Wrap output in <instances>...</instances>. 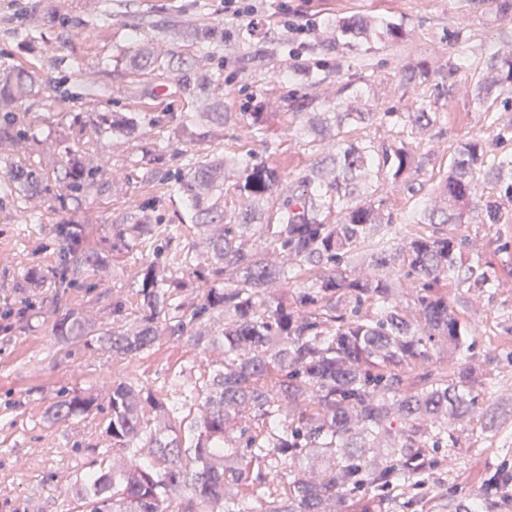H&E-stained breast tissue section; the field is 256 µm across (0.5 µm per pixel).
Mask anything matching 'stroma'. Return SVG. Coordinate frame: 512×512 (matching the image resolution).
Here are the masks:
<instances>
[{
    "label": "stroma",
    "mask_w": 512,
    "mask_h": 512,
    "mask_svg": "<svg viewBox=\"0 0 512 512\" xmlns=\"http://www.w3.org/2000/svg\"><path fill=\"white\" fill-rule=\"evenodd\" d=\"M56 2L74 18V27L42 26L31 46L13 30L29 0H0V69H23L38 77L35 96L24 105L27 124L56 139L80 135L87 161L103 167L107 183L71 195L42 153L8 142L0 145V311L13 312L0 323V512H13L24 502L30 512H76L68 490L72 476L89 470L99 461L101 450L112 445L103 414L94 412L61 424L47 421L46 411L60 391L94 394L103 377L132 376L153 393L166 395L174 378L194 383L222 360L220 351L203 354L185 339L168 334L133 359L58 342L52 325L62 310L83 313L100 326L111 322L112 306L120 302L128 319H135L138 271L154 255L145 251L114 256L108 280L88 273L74 287L60 290L51 277L59 252L54 225H84L87 247L96 248L111 238L113 225L129 223L135 207L144 205L160 223L182 224L184 242L198 240L194 225L182 222L183 203L163 191L161 179L183 166L185 153H217L226 145L246 159L267 157L284 180L304 175L322 154L298 131L299 115L327 111L337 98L334 85H314L305 76L337 62L345 75H362L373 85L378 111L409 112L417 96L430 99L440 121L421 145L433 157L421 178L428 189H436L439 169L446 166L454 148L465 138L488 139L493 132L483 113L472 107V73L460 72L451 88L431 81L417 90L401 88L402 70L420 61L435 70L445 67L460 49L475 60L512 49V20L500 18L487 0L481 5L470 0H266V17L288 28L287 76L278 77L275 66H242L228 56L212 93L228 112H245L261 97H275L281 114L274 126L277 150L269 155L235 125L225 128L220 143L172 141L170 132L179 116L190 110L191 96L175 74L141 75L128 66L135 44L156 40L154 33L137 31L140 14L151 12L162 20L174 17L188 26L204 6L214 25L228 31L235 21L225 15L224 0H127L122 14L106 20L88 0ZM351 15L403 21L412 37L404 44L361 46L341 54L322 45L327 20ZM459 31L465 36L461 44L455 39ZM63 75L104 84L108 93L98 101L54 100L48 83ZM132 103L145 116L138 138L118 142L96 134L103 119L126 111ZM163 143L168 150L162 154L158 148ZM13 163L44 170L46 190L41 196L11 193L8 169ZM463 230L476 246L491 241L503 246L494 257L500 275L495 302L469 295L466 317L473 331L475 360L483 364L487 376L511 372V359L500 356L491 361L487 351L512 342V329L504 322L512 315V224L490 227L474 220ZM454 434L457 444L444 451L442 470L449 498L462 505L470 502L486 470L512 472V451H502L498 438L472 422L456 423Z\"/></svg>",
    "instance_id": "1"
}]
</instances>
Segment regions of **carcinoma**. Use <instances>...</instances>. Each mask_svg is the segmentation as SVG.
<instances>
[{"label": "carcinoma", "mask_w": 512, "mask_h": 512, "mask_svg": "<svg viewBox=\"0 0 512 512\" xmlns=\"http://www.w3.org/2000/svg\"><path fill=\"white\" fill-rule=\"evenodd\" d=\"M29 13L43 25L73 23L49 0H34ZM137 28L165 37L178 32L150 13ZM410 37L403 22L377 16L335 19L324 32V41L343 49ZM186 38L196 45L189 60L152 46L133 63L140 71H174L179 84L195 89L193 109L181 116L177 133L217 138L235 121L269 143L277 101L268 97L252 112L234 113L210 93L219 76L208 68L212 45L224 43V30L202 9ZM233 40L257 46L261 55L272 32L241 25ZM429 77L419 62L400 81L417 87ZM36 82L25 71L0 73V142L49 151L54 143L33 140L18 116ZM337 93L344 100L336 111L309 112L301 124L317 150L328 142L335 153L288 189H281L273 165L227 151L199 155L173 176L171 191L188 202L200 244H181L182 225L144 214L133 224L112 225V241L101 249L83 246L80 224L53 228L60 246L57 288L71 287L87 271L105 276L112 254L147 246L201 281L192 297L150 262L140 269L139 316L132 325L114 318L110 327H95L67 310L53 323L58 341L133 358L174 320L194 347L224 352L222 367L197 389L194 415L133 379L104 386L112 447L103 449L98 467L69 484L83 512H336L351 499L359 512H433L448 497V487L434 479L441 466L435 452L455 443L453 422L467 416L483 431L495 427L486 403L512 389V374L489 379L474 363L467 301L451 302L448 284L495 298L498 270L460 228L471 213L481 224L512 219V158L497 151L512 141V120L492 111L512 93V50L487 56L472 89L473 109L496 134L490 142L468 140L455 148L434 201L419 197L420 173L431 158L418 145L439 123L430 102L422 100L413 112H379L367 83L342 81ZM141 125L134 111L109 128L129 141ZM381 125L388 128L383 137L358 135ZM59 165L74 194L103 172L85 163L78 140L64 147ZM9 173L23 195L42 193V170L20 165ZM229 174L236 177L234 208L224 202ZM375 182L406 190L409 219L396 224L371 201ZM358 254L362 268L351 271L348 259ZM313 269L315 277L302 283ZM206 316L224 317V328L202 333L198 324ZM97 409L94 397L65 392L47 418L67 423ZM316 460L325 464L317 475L296 476ZM277 476L288 477L285 486ZM511 488L508 473L490 471L475 498L488 506Z\"/></svg>", "instance_id": "cac0c4a2"}]
</instances>
